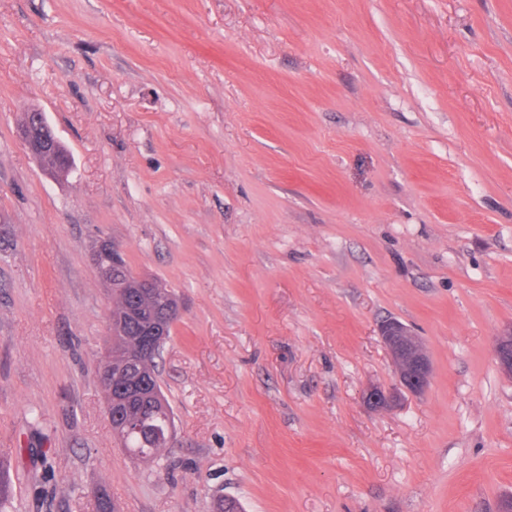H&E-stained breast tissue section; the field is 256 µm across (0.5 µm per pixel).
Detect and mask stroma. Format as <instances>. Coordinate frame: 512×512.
<instances>
[{"label":"stroma","instance_id":"35a3bbf8","mask_svg":"<svg viewBox=\"0 0 512 512\" xmlns=\"http://www.w3.org/2000/svg\"><path fill=\"white\" fill-rule=\"evenodd\" d=\"M104 239L181 309L154 460L106 409ZM389 318L432 377L376 411ZM510 328L512 0H0L9 512H499ZM20 136L27 151L42 165L49 158L55 160V166L66 167L70 164L67 151L63 150L62 143L46 122L42 112L25 113ZM495 356L501 370L512 376V328L496 338ZM111 421L112 431L115 437L119 440L121 448L134 457L142 459L154 458L162 448H165L164 444L166 435L167 445L173 437V428L169 426L174 424V419L173 412L169 404H167V408H157L148 414V424L151 426V429L155 434L153 447H146L137 433L132 432L124 435L116 434L113 425L114 420L112 419Z\"/></svg>","mask_w":512,"mask_h":512}]
</instances>
